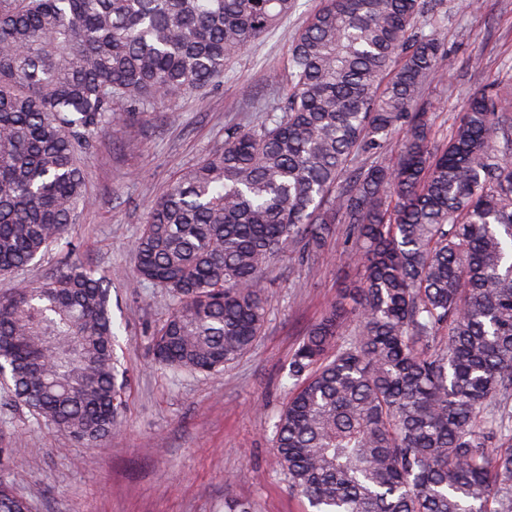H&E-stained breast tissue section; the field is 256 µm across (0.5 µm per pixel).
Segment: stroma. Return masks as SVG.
<instances>
[{
  "instance_id": "1",
  "label": "stroma",
  "mask_w": 512,
  "mask_h": 512,
  "mask_svg": "<svg viewBox=\"0 0 512 512\" xmlns=\"http://www.w3.org/2000/svg\"><path fill=\"white\" fill-rule=\"evenodd\" d=\"M321 0L297 8L230 62L224 79L139 113L113 119L84 155L88 205L66 239L85 266L112 275V312L124 328L118 354L131 380L119 432L82 446L18 406L0 405V443L31 452L0 461L31 512H225L226 494L250 512H310L292 492L275 450L273 418L292 393L288 363L309 327L358 278L336 249L314 262L287 251L260 282L268 319L253 347L216 375H174L152 366L153 331L174 308L132 272L131 253L152 201L184 169L220 150L231 125H255L288 90L289 49ZM445 37L444 78L431 84L434 140L446 142L466 100L498 84L512 99V0H439L419 24ZM481 58L474 67L473 58ZM53 248L36 264L0 276V295L41 284L61 268Z\"/></svg>"
}]
</instances>
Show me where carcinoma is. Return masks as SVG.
<instances>
[{
  "mask_svg": "<svg viewBox=\"0 0 512 512\" xmlns=\"http://www.w3.org/2000/svg\"><path fill=\"white\" fill-rule=\"evenodd\" d=\"M437 0H321L291 49L279 114L153 202L133 272L171 296L153 364L211 375L248 352L258 288L347 225L361 268L288 363L273 423L311 512H512V114L474 93L437 145L425 95L444 42L416 31ZM295 0H0V275L62 240L87 203L81 154L112 118L199 91ZM389 158L351 169L357 154ZM356 320L343 336L345 314ZM112 280L72 261L0 296V390L74 441L121 426ZM0 512H29L0 481Z\"/></svg>",
  "mask_w": 512,
  "mask_h": 512,
  "instance_id": "cac0c4a2",
  "label": "carcinoma"
}]
</instances>
